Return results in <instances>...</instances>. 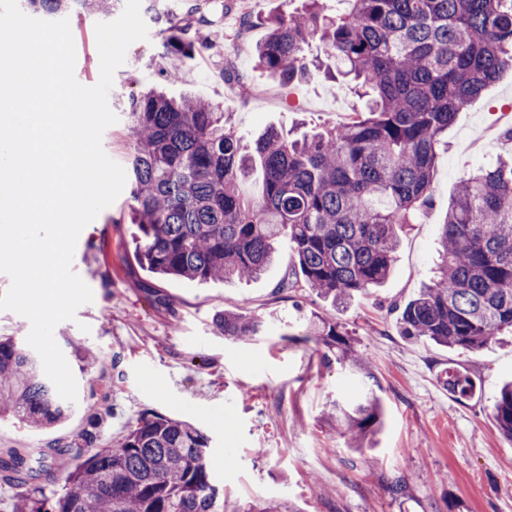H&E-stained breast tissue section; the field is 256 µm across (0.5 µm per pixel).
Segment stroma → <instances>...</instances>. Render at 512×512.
I'll use <instances>...</instances> for the list:
<instances>
[{
	"label": "stroma",
	"instance_id": "stroma-1",
	"mask_svg": "<svg viewBox=\"0 0 512 512\" xmlns=\"http://www.w3.org/2000/svg\"><path fill=\"white\" fill-rule=\"evenodd\" d=\"M190 0H141L147 39L131 44L109 93L117 123L102 138L106 154L127 165L132 147L126 129L131 95L160 87L222 105L245 139L266 127L304 132L345 121L362 106L349 84L327 75L318 49L307 54L309 71L281 104L270 103L277 82L257 68L252 50L271 13L292 11L302 0H224L212 20L222 41L186 57L164 49L170 22ZM95 19L71 20L74 74L95 85L100 76ZM177 66L178 82H164ZM512 125V71L468 103L448 129V149L434 177L431 206L402 235L388 280L333 309L305 284L281 289L294 271L287 242L261 278L201 285L160 279L132 258L130 193L122 191L81 232L72 267L93 292L76 321L59 323L54 338L77 381L78 398L61 423L35 429L0 419V455L12 448L61 447L46 491H61L78 463L69 447L93 416L96 443L116 444L141 414L159 412L191 421L210 439L212 473L224 489L228 512L265 498L294 504L299 512H512V442L498 432L493 407L503 382L512 380V343L478 351L410 342L398 335L402 308L434 275L439 228L457 185L476 168L512 154V139L487 137L494 123ZM235 309L265 323L250 342L224 337L217 314ZM319 314L338 322L372 362V385L386 411L372 448H348L324 412L336 400L358 394V376L325 363L323 349L296 341L298 316ZM93 351L97 362L84 374L70 344ZM468 376L474 388L460 396L439 383L448 369ZM403 484L393 495L389 487Z\"/></svg>",
	"mask_w": 512,
	"mask_h": 512
}]
</instances>
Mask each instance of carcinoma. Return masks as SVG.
Returning <instances> with one entry per match:
<instances>
[{"label":"carcinoma","instance_id":"1","mask_svg":"<svg viewBox=\"0 0 512 512\" xmlns=\"http://www.w3.org/2000/svg\"><path fill=\"white\" fill-rule=\"evenodd\" d=\"M114 0H21L27 12L82 18L112 14ZM303 0L296 12L272 14L257 46L258 65L285 84L306 74L305 48L316 40L364 89L363 109L339 125L301 138L275 127L251 142L237 135L215 103L169 97L154 88L131 97L133 258L161 279H257L288 239L306 285L333 306L382 285L406 225L432 200L443 135L459 112L512 69V0ZM194 0L176 23L171 49L224 39ZM257 200L244 185L255 171ZM437 275L398 317L399 335L477 351L512 332V157H500L463 179L440 227ZM227 338L252 340L264 324L239 311L216 316ZM301 340L323 345L336 363L369 374V362L347 332L312 315ZM68 405L46 377L39 356L0 337V413L34 428L62 420ZM494 420L512 441V383L503 385ZM326 417L348 448L363 451L384 427L382 400L369 388L335 401ZM81 435L80 463L61 493L33 484L48 475L58 449L14 448L0 472L31 485L16 512H224L211 478L209 437L164 414L141 417L109 448ZM238 512H296L287 502L256 499Z\"/></svg>","mask_w":512,"mask_h":512}]
</instances>
